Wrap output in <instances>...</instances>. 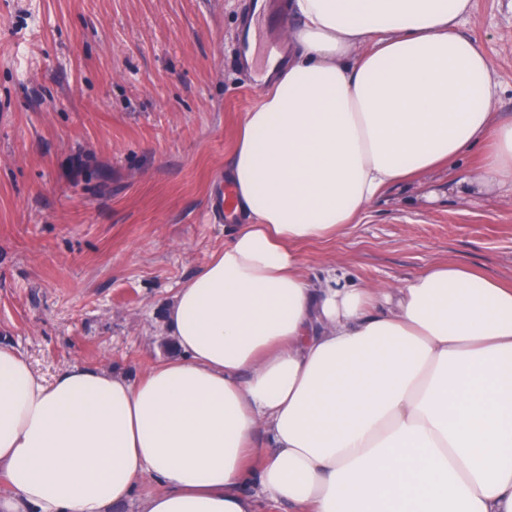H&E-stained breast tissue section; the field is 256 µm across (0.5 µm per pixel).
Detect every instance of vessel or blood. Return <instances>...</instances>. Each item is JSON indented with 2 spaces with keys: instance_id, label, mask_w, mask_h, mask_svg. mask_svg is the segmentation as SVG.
<instances>
[{
  "instance_id": "1",
  "label": "vessel or blood",
  "mask_w": 512,
  "mask_h": 512,
  "mask_svg": "<svg viewBox=\"0 0 512 512\" xmlns=\"http://www.w3.org/2000/svg\"><path fill=\"white\" fill-rule=\"evenodd\" d=\"M287 24V19L279 8L278 0H245V11L239 26L236 62L246 72L258 88H265L268 81L287 59V50L279 38V33ZM264 27L269 39L265 66L254 63L257 44V27Z\"/></svg>"
}]
</instances>
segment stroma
<instances>
[{
    "instance_id": "35a3bbf8",
    "label": "stroma",
    "mask_w": 512,
    "mask_h": 512,
    "mask_svg": "<svg viewBox=\"0 0 512 512\" xmlns=\"http://www.w3.org/2000/svg\"><path fill=\"white\" fill-rule=\"evenodd\" d=\"M244 0H0V343L45 379L137 378L174 356L165 317L223 249L224 172L259 94L233 62ZM512 114V0H473ZM479 158L385 191L306 273L398 284L440 262L512 280V190L455 191Z\"/></svg>"
}]
</instances>
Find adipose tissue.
Segmentation results:
<instances>
[{
  "label": "adipose tissue",
  "instance_id": "adipose-tissue-1",
  "mask_svg": "<svg viewBox=\"0 0 512 512\" xmlns=\"http://www.w3.org/2000/svg\"><path fill=\"white\" fill-rule=\"evenodd\" d=\"M288 9L291 59L235 138L239 222L166 313L177 355L47 381L0 344V512H112L147 481L139 512H512V284L303 272L304 244L474 150L468 187H512L471 0Z\"/></svg>",
  "mask_w": 512,
  "mask_h": 512
}]
</instances>
